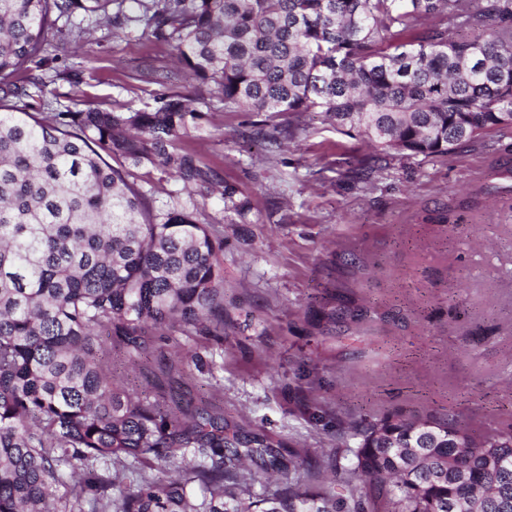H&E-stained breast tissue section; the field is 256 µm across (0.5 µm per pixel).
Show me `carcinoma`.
<instances>
[{"label":"carcinoma","instance_id":"cac0c4a2","mask_svg":"<svg viewBox=\"0 0 512 512\" xmlns=\"http://www.w3.org/2000/svg\"><path fill=\"white\" fill-rule=\"evenodd\" d=\"M135 2L0 0V512H369L357 482L388 479L389 512H512V432L387 416L359 432L331 493L300 489L281 438L129 394L113 346L139 354L164 328L224 335V241L191 202L147 208L138 171L220 191L232 224L250 223V196L181 147L203 117L184 96L149 111L12 104L33 97L13 77L46 62L49 31L95 15L142 27L224 111L288 114L253 123L273 156L294 118L319 112L377 143L369 170L444 157L512 128V0ZM155 461L179 477L140 470Z\"/></svg>","mask_w":512,"mask_h":512}]
</instances>
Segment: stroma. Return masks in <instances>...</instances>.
Masks as SVG:
<instances>
[{"instance_id": "1", "label": "stroma", "mask_w": 512, "mask_h": 512, "mask_svg": "<svg viewBox=\"0 0 512 512\" xmlns=\"http://www.w3.org/2000/svg\"><path fill=\"white\" fill-rule=\"evenodd\" d=\"M142 30L85 19L48 34L42 112L150 110L163 87L141 71ZM185 142L238 184L251 221L218 195H190L159 169L139 183L153 208L194 201L224 241V334L160 331L144 353L113 348L112 373L167 408L216 406L246 431L299 449L304 485L332 488L356 433L388 415L454 419L470 433L512 429V131L445 157H397L358 179L373 149L315 112L269 157L215 87ZM197 352L199 362L179 361Z\"/></svg>"}]
</instances>
